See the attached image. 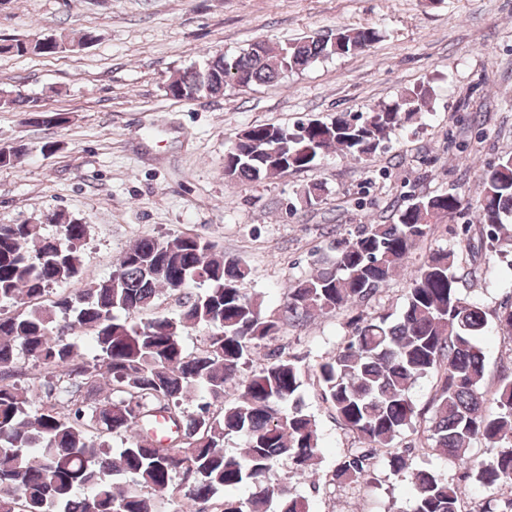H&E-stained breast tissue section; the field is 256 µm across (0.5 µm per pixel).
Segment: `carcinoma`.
Here are the masks:
<instances>
[{
  "instance_id": "obj_1",
  "label": "carcinoma",
  "mask_w": 512,
  "mask_h": 512,
  "mask_svg": "<svg viewBox=\"0 0 512 512\" xmlns=\"http://www.w3.org/2000/svg\"><path fill=\"white\" fill-rule=\"evenodd\" d=\"M382 38L374 27H346L275 50L257 42L185 69L165 92L179 100L220 96L231 86L227 76L246 88L272 83ZM63 49L57 38L0 39V54ZM430 98L431 87L419 85L366 114L251 126L229 144L224 176L255 181L301 171L333 150L368 164L392 134L427 111ZM480 178L484 192L474 202L457 191L414 196L391 224L354 225L271 312L244 291L251 266L198 235L143 237L112 275L50 299V290L79 275L87 225L56 213L62 231L55 238L39 224H0V308H16L0 314V512H186L187 505L195 512H311L321 487L369 483L377 459L395 474L411 472L412 512H465L459 489L432 468L412 467V448L396 443L417 417L411 389L428 376L436 380L435 410L422 451L468 464L465 478L508 492L502 510L488 501L483 512H512V377L499 380L496 411L486 412L477 340L489 323L479 304L460 293L463 282L488 269L463 264L453 249L430 254L411 273L398 318L356 313L348 340L310 370L286 347L268 348L312 316L370 301L445 217L475 210L479 245L465 246L473 255L481 245L500 244L512 221V156ZM193 279L207 288L184 291ZM163 293L174 298L176 313L159 312ZM120 312L150 318L131 323ZM199 325L208 334L190 351L182 335ZM77 332L90 339L94 362L83 361ZM22 357L41 380L37 390L13 381ZM308 374L336 421L361 444L323 482L318 423L300 394ZM232 381L241 393L226 404L224 387ZM230 436L244 438L242 452L224 448ZM113 438L122 443L116 451ZM477 442L490 454L475 461L467 453ZM292 475L312 477L310 495L288 486ZM243 485L258 492L245 500L224 496Z\"/></svg>"
}]
</instances>
